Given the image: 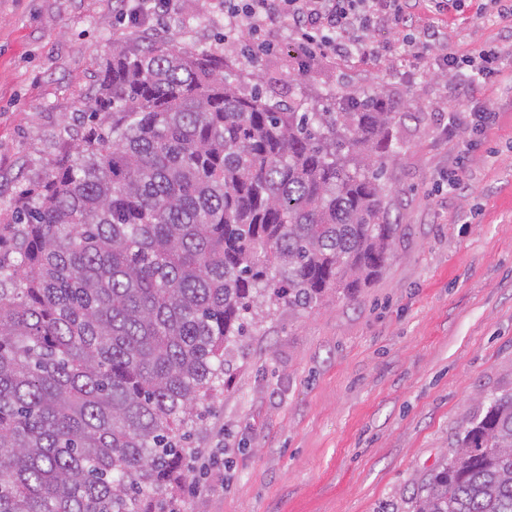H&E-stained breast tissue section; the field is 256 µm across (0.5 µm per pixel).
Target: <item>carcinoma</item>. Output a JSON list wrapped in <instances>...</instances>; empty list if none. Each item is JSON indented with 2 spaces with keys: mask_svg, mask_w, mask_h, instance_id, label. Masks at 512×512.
<instances>
[{
  "mask_svg": "<svg viewBox=\"0 0 512 512\" xmlns=\"http://www.w3.org/2000/svg\"><path fill=\"white\" fill-rule=\"evenodd\" d=\"M98 85L0 213V512H151L224 350L372 279L398 231L381 89L287 105L177 37L113 48ZM408 500L512 512V390Z\"/></svg>",
  "mask_w": 512,
  "mask_h": 512,
  "instance_id": "obj_1",
  "label": "carcinoma"
}]
</instances>
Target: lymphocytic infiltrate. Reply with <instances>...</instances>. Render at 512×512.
Here are the masks:
<instances>
[{
  "label": "lymphocytic infiltrate",
  "instance_id": "lymphocytic-infiltrate-1",
  "mask_svg": "<svg viewBox=\"0 0 512 512\" xmlns=\"http://www.w3.org/2000/svg\"><path fill=\"white\" fill-rule=\"evenodd\" d=\"M120 19L141 33L154 31L158 16L173 10L174 0H117ZM417 0H223L224 40L248 46L253 56L272 51L276 33L302 38L305 56H333L344 61L380 55L381 47L370 45L368 35L386 23L403 31L406 52L421 60L424 70L447 71L454 67L447 38L436 26L417 29ZM468 77L461 88L468 109L451 115L450 125L465 132L486 133L494 124V113L482 103L478 87L496 72L493 60L481 51L465 60Z\"/></svg>",
  "mask_w": 512,
  "mask_h": 512
}]
</instances>
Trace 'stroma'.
<instances>
[{
	"mask_svg": "<svg viewBox=\"0 0 512 512\" xmlns=\"http://www.w3.org/2000/svg\"><path fill=\"white\" fill-rule=\"evenodd\" d=\"M419 15L457 58L501 55L482 91L495 125L473 143L448 124L465 108L462 70L425 73L393 27L371 34L379 57L344 63L307 59L292 37L251 60L225 45L218 0H176L159 24L273 99L378 87L411 110L392 124L386 203L400 229L385 267L353 295L274 311L232 346L188 429L186 477L162 495L183 512H409L413 482L452 456L488 396L512 389V23L432 0ZM139 38L113 0H0V208L70 149L65 128L100 60ZM199 483L209 491L193 493Z\"/></svg>",
	"mask_w": 512,
	"mask_h": 512,
	"instance_id": "obj_1",
	"label": "stroma"
}]
</instances>
